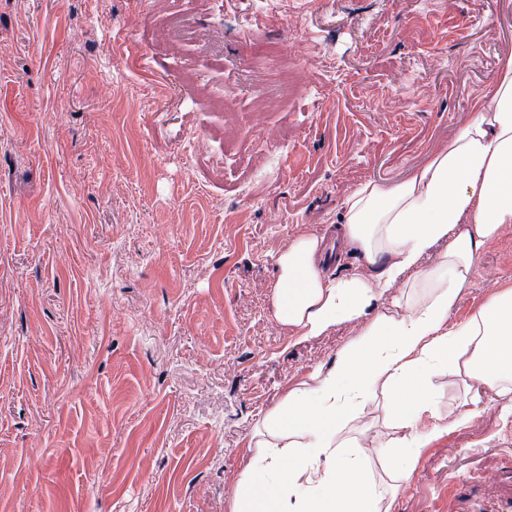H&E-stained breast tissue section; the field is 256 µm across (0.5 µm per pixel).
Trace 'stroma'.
I'll use <instances>...</instances> for the list:
<instances>
[{"instance_id":"stroma-1","label":"stroma","mask_w":512,"mask_h":512,"mask_svg":"<svg viewBox=\"0 0 512 512\" xmlns=\"http://www.w3.org/2000/svg\"><path fill=\"white\" fill-rule=\"evenodd\" d=\"M511 54L512 0H0V512H233L255 427L362 331L281 327L278 252ZM504 288L512 224L449 323ZM418 427L391 512L512 505L507 400Z\"/></svg>"}]
</instances>
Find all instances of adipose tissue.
<instances>
[{
	"label": "adipose tissue",
	"mask_w": 512,
	"mask_h": 512,
	"mask_svg": "<svg viewBox=\"0 0 512 512\" xmlns=\"http://www.w3.org/2000/svg\"><path fill=\"white\" fill-rule=\"evenodd\" d=\"M341 220L342 240L377 265L375 275L324 276L320 239L297 238L276 256L274 317L303 337L361 321L362 337L264 415L233 512H391L401 476L382 479L355 435L377 392L404 431L377 449L381 459L423 447L429 435L416 429L423 417H447L453 429L472 416L468 397L442 414L430 387L439 370L467 389L512 394V289L492 294L467 321L448 323L481 251L512 224V55L500 60L472 119L447 147L402 183L354 188ZM439 244L438 262L425 265ZM399 282L406 291L391 295L394 314L365 322L370 303Z\"/></svg>",
	"instance_id": "ef3b65f1"
}]
</instances>
